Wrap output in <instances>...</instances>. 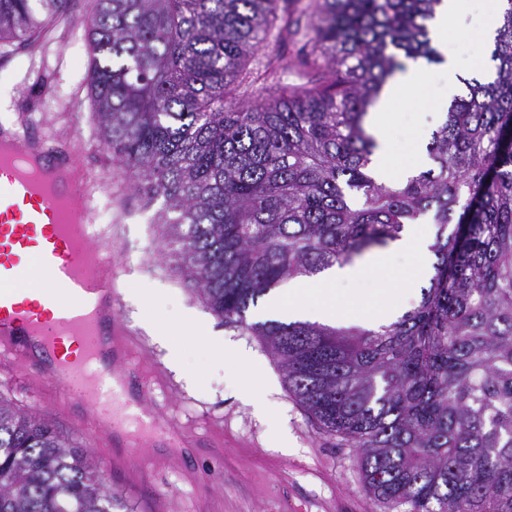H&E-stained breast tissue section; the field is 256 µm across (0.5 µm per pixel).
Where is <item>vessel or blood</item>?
<instances>
[{
	"instance_id": "1",
	"label": "vessel or blood",
	"mask_w": 512,
	"mask_h": 512,
	"mask_svg": "<svg viewBox=\"0 0 512 512\" xmlns=\"http://www.w3.org/2000/svg\"><path fill=\"white\" fill-rule=\"evenodd\" d=\"M74 165L66 143L33 137L21 123L0 128V354L79 409L81 424L103 429L113 445L180 454L200 440L154 408L148 379L129 364L116 328L112 249L92 242L91 184L70 179ZM24 254L42 273L32 298L17 287ZM123 394L147 419L139 433L112 413Z\"/></svg>"
}]
</instances>
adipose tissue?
<instances>
[{
    "instance_id": "ef3b65f1",
    "label": "adipose tissue",
    "mask_w": 512,
    "mask_h": 512,
    "mask_svg": "<svg viewBox=\"0 0 512 512\" xmlns=\"http://www.w3.org/2000/svg\"><path fill=\"white\" fill-rule=\"evenodd\" d=\"M468 8V0H443L429 23L432 44L443 54V61L434 65L412 64L404 73L400 84L387 91L382 102L383 108H390L401 92L406 90L412 91L414 96H421L425 77L431 72L444 80L446 93L454 92L461 67L455 59L447 56L445 38L449 21L463 14ZM433 239L434 231L430 228L419 232L404 230L401 238L390 243L371 265L336 264L311 280L288 283L286 287L276 289L268 297L265 308L289 318H302L329 326L349 325L355 319H352L349 304L341 293L342 287L361 278L368 269L384 268L390 266L395 258L412 256L416 259L413 269L389 280L385 291L389 294L407 293L419 288L432 271L430 246ZM395 315V310L375 300L367 305L363 314L355 321L363 328L375 330L389 323Z\"/></svg>"
}]
</instances>
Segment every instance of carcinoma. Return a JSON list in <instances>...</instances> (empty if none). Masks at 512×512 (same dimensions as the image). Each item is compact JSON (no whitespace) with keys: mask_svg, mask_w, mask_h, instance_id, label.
Here are the masks:
<instances>
[{"mask_svg":"<svg viewBox=\"0 0 512 512\" xmlns=\"http://www.w3.org/2000/svg\"><path fill=\"white\" fill-rule=\"evenodd\" d=\"M88 92L104 148L135 181L222 320L272 289L437 226L429 286L368 331L249 325L325 433L360 450L388 512H512V7L491 81H464L426 150L431 166L379 181L366 126L398 52L440 61L426 21L441 0H322L307 27L320 84L244 106L260 44L297 0H97ZM68 0H0V46L30 45ZM119 492L45 418L0 398V512H113Z\"/></svg>","mask_w":512,"mask_h":512,"instance_id":"cac0c4a2","label":"carcinoma"}]
</instances>
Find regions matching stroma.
<instances>
[{
  "label": "stroma",
  "mask_w": 512,
  "mask_h": 512,
  "mask_svg": "<svg viewBox=\"0 0 512 512\" xmlns=\"http://www.w3.org/2000/svg\"><path fill=\"white\" fill-rule=\"evenodd\" d=\"M318 0H300L293 32L259 50L249 64L251 77L239 90L242 102L256 103L281 87L312 86L316 69L301 63L312 44L304 31ZM95 0H70L34 45L0 49V125L28 122L35 135L68 142L76 164L94 186L91 214L98 233L112 241L117 312L134 362L152 382V399L173 422L209 440V449H186L176 457L160 449H140L148 467H127L115 459L111 442L82 426L65 400L49 394L36 379L0 361V397L15 407L52 420L73 437L130 512H153L165 500L167 512H381L364 486L356 451L319 430L288 391L282 368L258 336L239 323L212 314L197 293L175 272L167 254L156 207H143L128 173L107 155L100 142L87 95L89 58L84 30ZM481 20L472 8L448 25V52L466 66L480 60L484 48L472 37ZM282 56L290 66L278 81L266 80L267 59ZM429 105L402 101L388 115L398 165L414 161L421 132H433L444 117L439 92L429 86ZM197 320L210 340H181L180 365H172L161 341L170 326ZM251 352L262 365L247 369L232 352ZM262 399L267 419L252 402ZM296 452L283 454L280 435Z\"/></svg>",
  "instance_id": "35a3bbf8"
}]
</instances>
